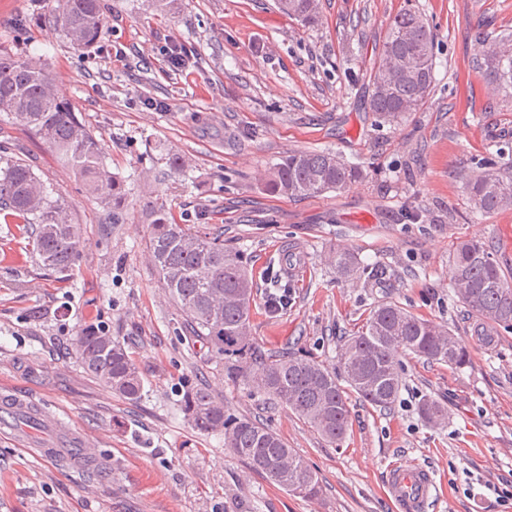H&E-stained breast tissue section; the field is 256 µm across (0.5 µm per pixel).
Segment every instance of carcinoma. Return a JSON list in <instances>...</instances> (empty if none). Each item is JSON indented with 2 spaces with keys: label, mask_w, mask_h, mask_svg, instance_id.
Segmentation results:
<instances>
[{
  "label": "carcinoma",
  "mask_w": 512,
  "mask_h": 512,
  "mask_svg": "<svg viewBox=\"0 0 512 512\" xmlns=\"http://www.w3.org/2000/svg\"><path fill=\"white\" fill-rule=\"evenodd\" d=\"M277 7L305 27L318 24L322 0H276ZM70 41L89 46L103 16L99 0H58L55 14ZM477 53L473 67L504 98L512 99V33L494 39L477 24L468 32ZM435 35L421 13L405 10L388 23L377 61L369 75L367 109L387 123H398L427 103L434 85ZM0 112L40 137L80 175L86 193L120 201L122 185L104 165L101 147L56 95L48 75L31 61L0 53ZM458 177L475 217L512 207V166L493 158L475 162ZM362 171L327 151H290L269 172L263 190L295 198L344 190ZM23 223L32 253L48 271L69 276L83 244V229L63 200L53 199L30 165L7 160L0 167V211ZM149 247L165 291L186 317L193 336L224 360L226 374L257 393L275 399L334 443L351 426L349 394L388 409L397 400L402 379L397 355L410 352L429 363L458 370L470 361L464 341L449 327L418 317L394 302L370 309L361 330L345 337L338 364L328 366L296 354L255 353L251 311L255 285L239 255L224 249L221 235L189 224L169 222L165 213L151 224ZM336 275L346 281L375 279L343 245L328 255ZM452 288L465 312L480 322L512 330V275L483 240L459 241L449 255ZM76 352L84 370L112 391L136 401L140 372L119 340L98 327L81 329ZM427 423L445 422L448 410L425 398L418 408ZM183 412L192 426L224 433V445L269 483L302 498H316L321 484L315 471L274 431L249 417L230 418L224 404L204 386L184 398Z\"/></svg>",
  "instance_id": "cac0c4a2"
}]
</instances>
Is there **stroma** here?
Returning a JSON list of instances; mask_svg holds the SVG:
<instances>
[{
  "label": "stroma",
  "instance_id": "stroma-1",
  "mask_svg": "<svg viewBox=\"0 0 512 512\" xmlns=\"http://www.w3.org/2000/svg\"><path fill=\"white\" fill-rule=\"evenodd\" d=\"M57 0H0V52L37 57L55 89L99 141L123 185L113 205L38 136L0 116V158L22 159L84 229L70 276L42 270L20 224L0 211V397L25 400L92 438L96 464L75 469L0 435V512H398L387 480L401 461L434 474L427 512H512V499L473 497L484 483L512 485V331L484 341L456 301L448 255L482 238L512 265V208L475 220L453 175L487 153L512 161V99L471 67L470 28L512 32V0H323L310 28L275 0H101L89 48L56 24ZM421 12L436 35L435 90L397 125L366 112L367 83L386 24ZM186 48L173 68L166 40ZM291 150H328L364 178L342 192L291 199L262 191ZM187 159L180 172L172 156ZM412 203L418 222L402 205ZM222 235L256 285L251 332L262 355L296 353L333 365L340 337L371 307L395 301L466 341L459 370L403 352L394 409L352 400V424L328 443L288 410L228 379L224 362L195 342L149 259L157 209ZM388 269L390 284L338 279L324 256L336 245ZM292 285L268 312L275 277ZM104 328L143 378L132 402L85 372L79 330ZM205 385L233 417L260 421L317 472L304 499L268 483L223 435L193 429L186 390ZM448 410L442 425L418 413L423 398Z\"/></svg>",
  "mask_w": 512,
  "mask_h": 512
}]
</instances>
